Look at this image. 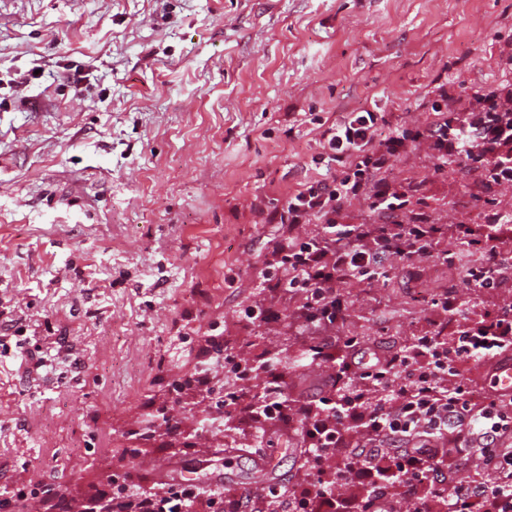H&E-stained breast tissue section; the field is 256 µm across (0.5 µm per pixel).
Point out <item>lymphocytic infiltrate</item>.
<instances>
[{
  "mask_svg": "<svg viewBox=\"0 0 512 512\" xmlns=\"http://www.w3.org/2000/svg\"><path fill=\"white\" fill-rule=\"evenodd\" d=\"M424 108L432 120L412 129L382 131L384 118L372 106L319 122V177L299 183L283 204L255 200L264 223L282 229L267 286L302 297L303 320L335 326L345 308L341 284L384 276L385 256L435 250L442 227L410 208L420 185L392 181L393 159L423 145L441 171L466 155L488 182L512 189L511 84L475 90L464 105L441 85ZM360 199L375 222L342 223L346 205ZM309 224L314 232H306ZM317 351L329 366L320 394L288 399L273 373L245 409L253 421L296 427L301 482L246 497L180 484L151 492L125 478L107 501L109 512H401L407 498L415 512H512V395H478L464 380L448 379L459 363L487 364L512 352L511 303L495 320L454 336H419L381 353L351 336L342 356L325 344ZM460 458L473 462V475L461 474ZM355 482L362 493L343 502L337 487Z\"/></svg>",
  "mask_w": 512,
  "mask_h": 512,
  "instance_id": "f902f5d3",
  "label": "lymphocytic infiltrate"
}]
</instances>
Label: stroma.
<instances>
[{"label":"stroma","mask_w":512,"mask_h":512,"mask_svg":"<svg viewBox=\"0 0 512 512\" xmlns=\"http://www.w3.org/2000/svg\"><path fill=\"white\" fill-rule=\"evenodd\" d=\"M510 51L512 0H0V329L28 338L0 346V489L60 485L80 512L111 475L153 491L202 468L242 488L297 480L283 424L267 425L265 457L240 429L191 448L127 433L163 403L210 408L204 389L186 402L171 384L220 350L257 367L220 374L242 403L271 358L288 365L289 398L319 393V337L285 330L302 300L266 290L277 227L252 201L314 176L310 114L374 103L424 121L437 85L466 101L512 84ZM472 166L434 172L423 148L393 162L392 179L422 183L412 206L442 224L441 251L343 283L341 332L388 350L512 302V282L464 284L491 254L512 259V231L491 238L482 222L512 211V190ZM449 290L463 304L452 319L432 304ZM261 300L279 314L269 330L239 316Z\"/></svg>","instance_id":"stroma-1"}]
</instances>
